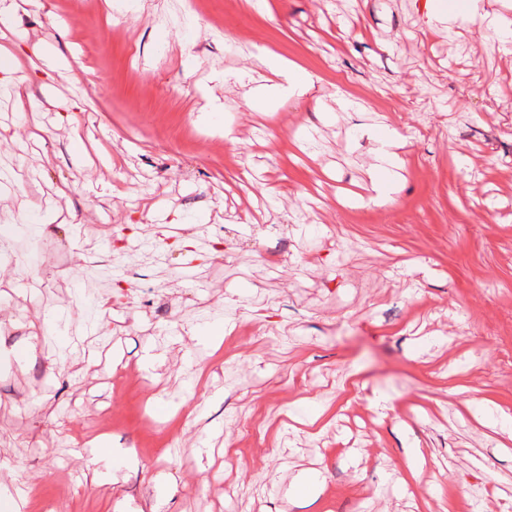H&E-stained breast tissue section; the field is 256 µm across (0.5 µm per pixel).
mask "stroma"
<instances>
[{"label":"stroma","mask_w":512,"mask_h":512,"mask_svg":"<svg viewBox=\"0 0 512 512\" xmlns=\"http://www.w3.org/2000/svg\"><path fill=\"white\" fill-rule=\"evenodd\" d=\"M41 3L79 107L0 95V485L25 498L0 512H512V439L465 405L512 415L500 34L430 28L428 0ZM264 49L312 89L224 83ZM403 136L396 130L391 133L380 135L375 138L374 147V164L372 166L373 172V189L376 192L375 196L370 198V201L378 206L391 205L394 200L395 191L388 190L387 181L393 177L392 169L397 167L399 162L398 154L395 149L403 147ZM383 175V177H381Z\"/></svg>","instance_id":"1"}]
</instances>
